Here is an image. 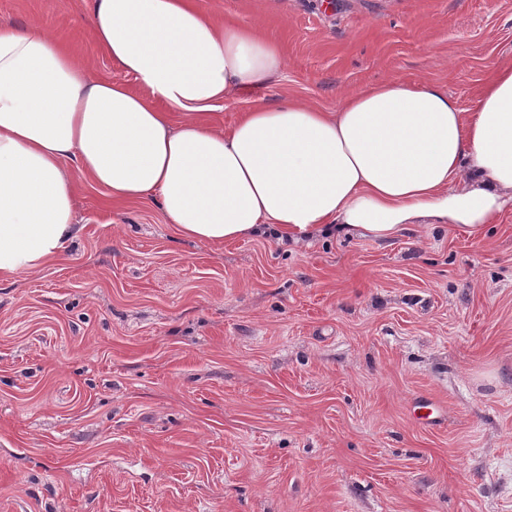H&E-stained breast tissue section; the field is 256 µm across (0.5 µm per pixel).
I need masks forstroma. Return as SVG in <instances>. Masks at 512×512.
<instances>
[{
	"instance_id": "obj_1",
	"label": "stroma",
	"mask_w": 512,
	"mask_h": 512,
	"mask_svg": "<svg viewBox=\"0 0 512 512\" xmlns=\"http://www.w3.org/2000/svg\"><path fill=\"white\" fill-rule=\"evenodd\" d=\"M90 0H0L101 79ZM284 45L255 103L386 79L472 111L512 0H201ZM78 232L0 279V512H512V211L479 233L178 236L66 162ZM438 403L437 422L417 419Z\"/></svg>"
}]
</instances>
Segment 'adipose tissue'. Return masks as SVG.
Wrapping results in <instances>:
<instances>
[{
	"instance_id": "ef3b65f1",
	"label": "adipose tissue",
	"mask_w": 512,
	"mask_h": 512,
	"mask_svg": "<svg viewBox=\"0 0 512 512\" xmlns=\"http://www.w3.org/2000/svg\"><path fill=\"white\" fill-rule=\"evenodd\" d=\"M101 50L141 84L95 78L39 25L0 26V278L76 233L65 161L117 201L155 198L179 236L380 237L421 217L473 230L512 208V62L471 114L433 82L384 80L334 111L288 98L227 130L206 110L264 87L281 42L199 0H92Z\"/></svg>"
}]
</instances>
